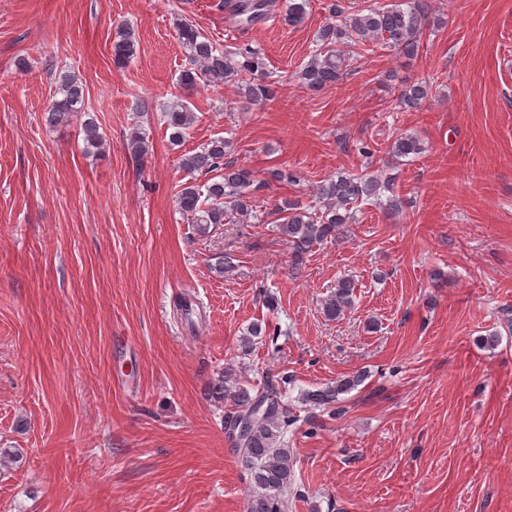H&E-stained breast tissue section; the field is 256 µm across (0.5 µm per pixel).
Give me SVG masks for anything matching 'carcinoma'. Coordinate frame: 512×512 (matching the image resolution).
<instances>
[{"instance_id":"carcinoma-1","label":"carcinoma","mask_w":512,"mask_h":512,"mask_svg":"<svg viewBox=\"0 0 512 512\" xmlns=\"http://www.w3.org/2000/svg\"><path fill=\"white\" fill-rule=\"evenodd\" d=\"M308 0H288L284 21L290 26L305 22ZM236 14L246 16L253 23L275 14L277 0H236ZM336 20L324 25L318 32V48L299 71L301 83L312 91H321L342 79L350 61L360 47L383 43L409 60L418 57L424 31L441 24L428 0H397L384 6H369L350 15L339 4L331 6ZM178 38L184 48L188 65L180 71L178 82L185 90L201 84L218 86L233 84L240 93L242 109L251 110L271 100L275 85L267 81V63L262 53L249 44L224 50L205 36L187 18L175 23ZM135 30L126 25L115 27L112 40V60L118 67L129 63L137 54ZM432 97V85L416 82L406 85L402 102L414 108ZM165 131L174 145L181 144L194 121V114L183 101L165 106L162 113ZM50 125L76 121L84 133L85 151L100 150L104 145L94 116L88 111L85 85L71 72L56 77L53 99L46 109ZM229 141L213 138L200 149L181 155L180 168L190 174L208 177L204 186L184 183L176 204L180 213L205 231L212 224H257L265 220L253 213L250 201L254 184L251 172L236 168L224 161ZM128 150L141 159L147 154L146 136L141 127L131 132ZM422 152L419 139L407 133L396 136L388 148L391 157L399 159ZM384 210L396 213L401 200L392 193L389 182L378 176H358L336 173L326 180L317 192L319 210L303 206L297 200L284 199L276 206L275 222L280 234L293 248L300 261L310 248L327 239H335L345 225L355 222L354 205L371 199L379 200L383 193ZM355 283L341 278L336 289L323 303V314L330 320L342 317L352 303ZM363 381V375L344 377L316 391L307 392L302 401L315 406L333 407L343 401V395L353 391ZM283 378L265 377L254 389L233 381L226 371L218 375L210 386L211 397L224 402V431L230 433L242 417L248 418L245 443H233L238 461L247 475L250 493L247 512H287L288 489L293 484V456L285 441L288 427L295 418L285 402Z\"/></svg>"}]
</instances>
